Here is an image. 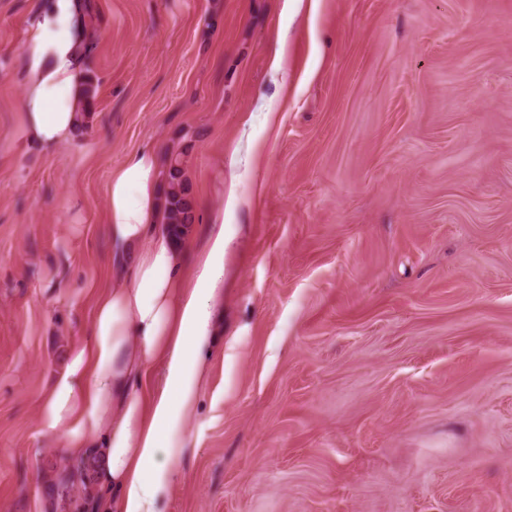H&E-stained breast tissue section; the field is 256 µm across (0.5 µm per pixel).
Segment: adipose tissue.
<instances>
[{"label": "adipose tissue", "instance_id": "adipose-tissue-1", "mask_svg": "<svg viewBox=\"0 0 512 512\" xmlns=\"http://www.w3.org/2000/svg\"><path fill=\"white\" fill-rule=\"evenodd\" d=\"M77 0H49L25 32L23 132L51 151L78 133L86 59ZM167 171L143 148L108 185L105 233L118 284L96 296L88 343L72 345L40 407L65 457L94 464L92 512H159L180 476L182 429L205 353L229 237L214 220L193 273L163 209Z\"/></svg>", "mask_w": 512, "mask_h": 512}]
</instances>
